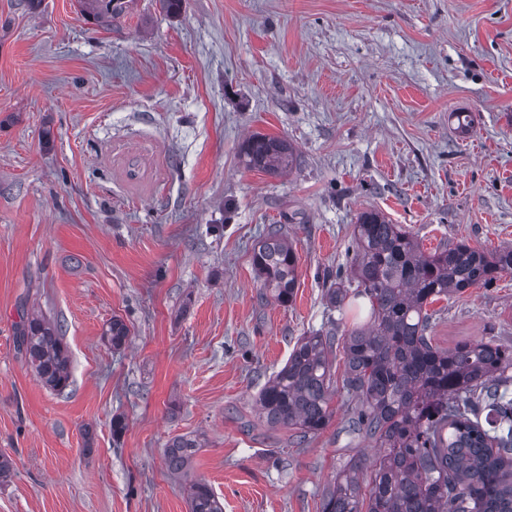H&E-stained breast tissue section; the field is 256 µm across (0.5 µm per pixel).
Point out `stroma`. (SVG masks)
Masks as SVG:
<instances>
[{
    "instance_id": "stroma-1",
    "label": "stroma",
    "mask_w": 512,
    "mask_h": 512,
    "mask_svg": "<svg viewBox=\"0 0 512 512\" xmlns=\"http://www.w3.org/2000/svg\"><path fill=\"white\" fill-rule=\"evenodd\" d=\"M256 134L297 164L246 168ZM369 210L427 252L512 247V0H131L103 25L0 0V512H189L193 479L223 512H321L379 453L355 399L306 437L255 399L298 338L368 321L326 276ZM272 224L297 257L285 306L252 263ZM432 308L439 348L512 347V273ZM37 312L63 326L61 393L17 345ZM180 435L201 443L184 476ZM199 445L195 439L185 436L173 438L165 450V459L168 469L173 473H182L198 450Z\"/></svg>"
}]
</instances>
